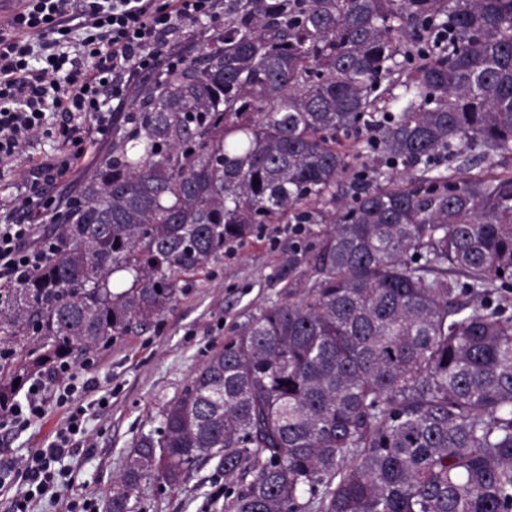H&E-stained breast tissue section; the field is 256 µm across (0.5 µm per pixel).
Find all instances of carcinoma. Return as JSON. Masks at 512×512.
I'll use <instances>...</instances> for the list:
<instances>
[{"mask_svg":"<svg viewBox=\"0 0 512 512\" xmlns=\"http://www.w3.org/2000/svg\"><path fill=\"white\" fill-rule=\"evenodd\" d=\"M371 126L350 155L338 138ZM512 0H227L0 288V409L162 316L258 224H325L312 285L264 307L135 443L109 512L216 461L224 512H512ZM370 159L336 207V185Z\"/></svg>","mask_w":512,"mask_h":512,"instance_id":"1","label":"carcinoma"}]
</instances>
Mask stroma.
Instances as JSON below:
<instances>
[{"mask_svg": "<svg viewBox=\"0 0 512 512\" xmlns=\"http://www.w3.org/2000/svg\"><path fill=\"white\" fill-rule=\"evenodd\" d=\"M223 24L220 14L211 19H176L161 47L163 58H191ZM83 126L86 155L65 178L43 188L44 198L54 203L77 194L98 154L112 144L111 136L98 135L91 121ZM65 149L57 137L45 136L33 141L25 156L0 164V212L30 220L25 206L31 184L26 159ZM322 230L319 224L305 225L300 233L290 224L260 225L242 246L205 262L158 322L102 348L97 387L83 398L89 407L87 441L78 455L64 461L74 478L69 496L93 501L96 512H108L112 482L125 468L136 440L161 428L166 404L190 383L211 353L266 305L287 301L289 294H303L309 287L303 274L306 256ZM103 395L109 404L101 410L94 402ZM66 417L65 408L49 406L44 418L26 432H0V450L24 457L45 447ZM223 494L224 479L215 462L207 461L190 470L180 488L156 479L144 482L140 507L142 512H221L215 500Z\"/></svg>", "mask_w": 512, "mask_h": 512, "instance_id": "1", "label": "stroma"}]
</instances>
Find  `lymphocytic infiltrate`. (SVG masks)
Returning <instances> with one entry per match:
<instances>
[{
	"instance_id": "1",
	"label": "lymphocytic infiltrate",
	"mask_w": 512,
	"mask_h": 512,
	"mask_svg": "<svg viewBox=\"0 0 512 512\" xmlns=\"http://www.w3.org/2000/svg\"><path fill=\"white\" fill-rule=\"evenodd\" d=\"M213 0H92L75 12L72 0H23L21 8L0 24V160L18 158L47 132V110L75 112L110 132V101L124 102L130 79L156 68L159 45L176 18H208ZM73 147L68 157L45 156L31 163L33 179L52 183L64 178L84 156L83 129L64 127ZM52 236L34 238L33 227L0 217V285L17 283L40 268L55 252ZM82 363L62 362L49 376H34L23 398L0 412V429L22 432L42 419L48 405L67 410L65 428L26 457L0 455V485L20 486L7 512H33L34 502L53 492L60 463L79 453L86 433L87 409L77 394L91 387Z\"/></svg>"
}]
</instances>
